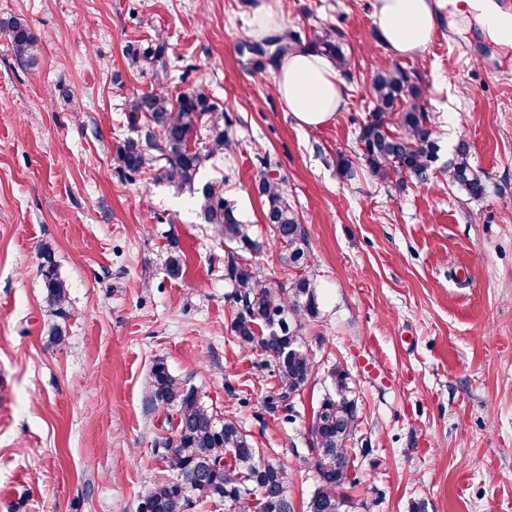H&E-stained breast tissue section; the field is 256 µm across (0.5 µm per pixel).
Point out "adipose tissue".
<instances>
[{"label": "adipose tissue", "instance_id": "obj_1", "mask_svg": "<svg viewBox=\"0 0 512 512\" xmlns=\"http://www.w3.org/2000/svg\"><path fill=\"white\" fill-rule=\"evenodd\" d=\"M478 24L490 39L504 43L512 25L497 15L492 0H374L373 17L379 38L397 56H411L430 43L442 17ZM276 93L299 126L316 129L345 107L341 75L328 58L297 48L278 64Z\"/></svg>", "mask_w": 512, "mask_h": 512}]
</instances>
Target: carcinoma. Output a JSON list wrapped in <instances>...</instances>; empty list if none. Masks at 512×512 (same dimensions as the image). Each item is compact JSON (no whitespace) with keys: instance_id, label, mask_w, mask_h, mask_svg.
Wrapping results in <instances>:
<instances>
[{"instance_id":"carcinoma-1","label":"carcinoma","mask_w":512,"mask_h":512,"mask_svg":"<svg viewBox=\"0 0 512 512\" xmlns=\"http://www.w3.org/2000/svg\"><path fill=\"white\" fill-rule=\"evenodd\" d=\"M0 31L8 33L16 60L33 66L37 60V39L28 23L19 17L0 18ZM339 33L333 27H315L306 47L334 62L349 74L350 60L342 51ZM258 56L279 60L292 50L283 38L274 36L250 45ZM168 44L159 33L147 44H131L125 49L129 69L144 74L162 62ZM374 103L358 136V152L336 155V170L344 180L357 176L363 163L379 183L402 188L407 179L421 182L438 174L450 187L472 198L485 191L482 177L470 163L471 146L458 141L453 161L442 169L434 167L437 144L433 117L423 104L421 90L401 67L380 65L368 87ZM124 118L134 136L118 148L120 171L127 176L148 170L175 192L196 194V208L203 223L224 242V280L232 290L230 332L240 348L262 353L273 366L277 380L275 394L264 401L274 414L290 407L314 374V359L303 338L304 323L320 315V297L310 274L311 254L307 232L288 202L281 183L261 171L256 178L264 197V216L270 240L279 244L283 260L299 270L288 286L270 282L252 257L260 254L266 242L255 237L243 223L235 205L224 197L223 182L196 186L203 163L230 149L229 133L224 130V113L199 84L173 98L164 91L134 93L125 99ZM205 133L210 150L203 155L190 147L198 134ZM39 271L45 302L51 314L66 319L68 287L57 271L54 248H39ZM171 277L183 271L178 251H171L164 262ZM331 391L313 408L309 453L302 458L313 472L316 487L306 512H342L345 500L341 490L355 483L357 449L349 447L359 431L361 420L353 398L349 372L336 366L329 372ZM146 399L153 407L174 411L171 436L154 441L161 461L173 477L148 490L140 499L138 512H189L193 486L204 487L206 497L222 503L224 512H296L288 495L290 475L274 454L255 447L238 422L221 417L202 404L193 388L178 383L165 363L156 362L145 385Z\"/></svg>"}]
</instances>
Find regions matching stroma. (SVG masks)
Masks as SVG:
<instances>
[{
    "mask_svg": "<svg viewBox=\"0 0 512 512\" xmlns=\"http://www.w3.org/2000/svg\"><path fill=\"white\" fill-rule=\"evenodd\" d=\"M258 2L0 0V18H24L41 46L22 67L0 32V512H136L171 477L154 450L167 411L143 391L158 361L276 451L296 504L315 488L299 458L339 365L366 451L345 512H512V46L447 20L426 49L397 59L374 0H279L285 34L334 27L350 60L344 110L304 129L277 97L275 65L255 72L244 46ZM158 32L179 73L130 71L126 46ZM393 60L424 93L439 164L458 139L471 144L481 198L436 178L400 190L363 167L338 178L336 154L356 150L373 108L367 83ZM489 64L502 80L486 76ZM200 84L233 141L202 181L225 178V197L266 241L255 178L268 166L307 228L321 314L303 329L316 373L291 424L265 411L275 378L230 333L224 247L193 194L152 171L119 175L124 100ZM46 241L69 285L57 345L39 272ZM173 245L177 279L162 266ZM257 261L274 280L295 275L276 245Z\"/></svg>",
    "mask_w": 512,
    "mask_h": 512,
    "instance_id": "35a3bbf8",
    "label": "stroma"
}]
</instances>
